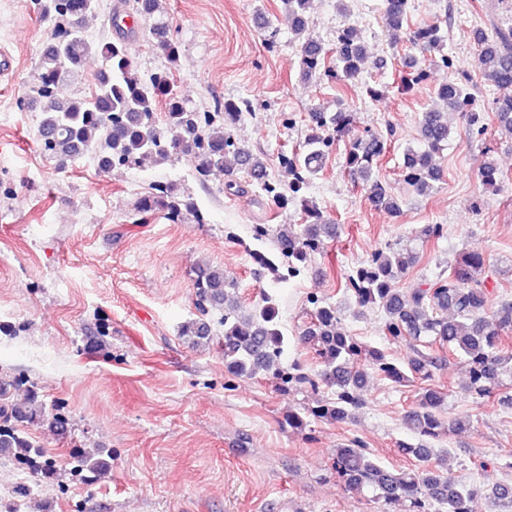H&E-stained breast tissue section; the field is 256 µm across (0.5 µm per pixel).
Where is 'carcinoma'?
<instances>
[{"label":"carcinoma","mask_w":512,"mask_h":512,"mask_svg":"<svg viewBox=\"0 0 512 512\" xmlns=\"http://www.w3.org/2000/svg\"><path fill=\"white\" fill-rule=\"evenodd\" d=\"M288 23L300 46L302 77L328 81H352L362 74L368 55L365 43L353 27L336 35V51L324 49L309 31L311 0H284ZM37 12L63 20L54 28L40 58V83L34 100L41 112L40 131L45 153L61 163L73 161L77 150L94 156L99 167L116 165L161 164L175 154L191 150L197 158L196 180L205 185L217 172L232 166L246 173L264 195L279 207L290 204L301 208L304 227L288 231L278 238V251L288 260V274L322 249L321 234L325 220L321 211L303 194L311 177L317 175L331 153L335 136L352 126L353 113L340 108L333 113L310 109L309 127L303 151L283 159L293 176L288 187L268 178L263 153L239 143L230 132L242 113H254L256 99L217 101L207 110L190 109L172 90V70L180 59V43L163 21L153 23L151 43L170 67L144 79L130 60L121 40L91 42L86 35V21L99 10V0H35ZM384 23L392 36L408 24V0H386ZM470 38L480 47L484 80L503 91L492 103L498 128L512 136V27L488 36L481 28L470 31ZM412 43L429 53L439 54L438 66L450 67L443 52V37L438 23L413 32ZM102 59L97 73V87L89 98L62 99L57 89L69 76ZM164 102L168 114L166 126L158 125L155 112ZM474 98L465 85L441 81L435 89V104L423 112L418 126L419 146L404 153L405 180L423 195L432 192L442 179L435 155L448 145L449 112H462L470 126H479L480 115L472 111ZM386 139L371 133L354 139L344 154L343 167L356 175L367 197L384 210L399 211V202L376 178L375 167L385 152ZM480 182L485 188L499 189L501 171L493 160L483 163ZM144 216L162 212L174 223L190 218L206 223V212L196 207L190 197L172 183L159 182L150 187L137 204ZM416 256L407 248L388 245L372 254L370 261L348 276L350 290L361 307L375 306L385 315V330L396 342L428 338L429 343L448 346L469 368L470 389L478 402L493 397L499 378L512 372V351L502 347L503 335L512 331V303L493 313L487 312L490 291L485 261L476 254H464L450 275H439L427 288L405 293L396 288L398 280L415 263ZM196 304L202 312L209 308L222 311L224 325V366L235 378L254 377L275 370L280 381L291 389L304 385H324L334 390L331 399L315 408L288 415V423L303 428L310 419L343 423L361 405L360 391L368 376L375 373L395 383L410 379L428 380L433 358L414 350L407 365L401 366L380 349L354 336L336 331V310L314 300L315 310L300 340L313 349L320 370L307 374L298 363L283 370L277 367L288 339L281 329L278 308L271 295L262 303L244 310L237 301V283L222 267L207 265L197 270L194 283ZM182 336L198 345L210 340V330L202 320L182 327ZM446 394L430 384L420 388L417 406L406 416L410 430L418 435L415 443H402L399 451L416 459L407 470H389L380 464L361 443L351 441L335 449L333 469L346 489L353 493H372L380 512H391L398 502L408 503V512H471L473 491L459 486L447 472L448 456L430 448L429 440L463 429V417L445 420L440 415ZM0 452L32 463L44 479L56 477V467L44 449L32 441L14 423H43L57 432L67 425L60 412L46 414L45 407L32 396L22 406L0 404ZM106 463L99 454L77 451L71 471H103ZM488 498L502 508L512 509V483L491 488Z\"/></svg>","instance_id":"carcinoma-1"}]
</instances>
